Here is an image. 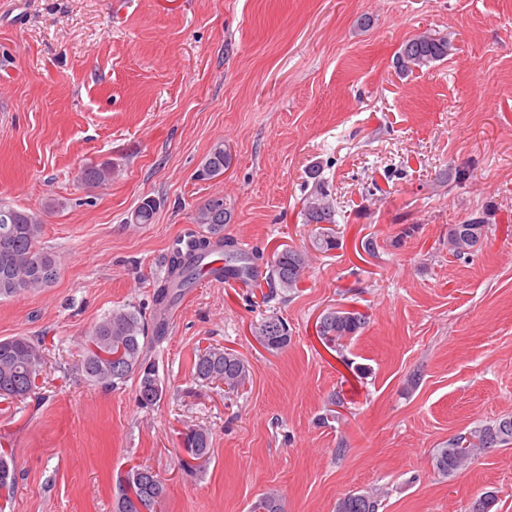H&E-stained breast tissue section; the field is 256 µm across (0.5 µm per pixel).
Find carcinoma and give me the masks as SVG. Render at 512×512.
I'll use <instances>...</instances> for the list:
<instances>
[{"label": "carcinoma", "mask_w": 512, "mask_h": 512, "mask_svg": "<svg viewBox=\"0 0 512 512\" xmlns=\"http://www.w3.org/2000/svg\"><path fill=\"white\" fill-rule=\"evenodd\" d=\"M452 44L445 36L424 32L408 40L396 57V69L402 75L429 68L448 57ZM231 156L224 143H216L196 172L199 181L210 180L229 167ZM109 162L83 167L78 178L87 187H98L112 180ZM323 169L312 165L306 170L305 193L301 217L305 224L323 225L312 241V248L326 253L339 247L332 224L336 223V203L322 177ZM157 210V201L147 197L135 209L132 222L149 224ZM494 206L485 204L460 224L448 225V251L468 259L478 252L487 237ZM232 211L221 196L211 197L193 213V223L207 234H189L184 248L174 249L167 260L168 273L154 292V305L164 312L178 298V292L191 288L204 275L216 281H247L254 277L260 253L245 249L224 237V225L231 223ZM42 222L35 212L0 204V298H11L21 292H34L50 286L59 274L57 256L39 245ZM311 255L306 249L286 247L274 253L269 265L271 293L298 287ZM367 318L352 309H336L325 313L318 323V335L329 343L356 335L365 328ZM165 323L148 321L136 308H119L104 316L92 329L89 345L78 364L87 381L114 387L135 375L139 379L138 399L151 406L160 401L164 388L153 365L144 356L148 335L164 334ZM252 334L264 348L278 351L291 340L288 323L276 313L263 317ZM101 352L120 354V359L107 361ZM44 355L39 341L27 336L0 339V397L26 398L35 388V379L43 368ZM195 378L224 385L229 393L237 392L250 382L246 361L221 348H208L194 362ZM512 443V415L496 419L475 430L470 436L448 441L438 449L434 466L439 473L450 475L463 468L482 450ZM182 447L198 460L210 453L208 431L199 428L183 434ZM16 478L6 457L0 455V500H12ZM164 480L146 468H132L119 480V494L113 512H156L165 495ZM381 494L376 491L348 493L338 498L335 512H378ZM254 512H284L281 495L271 489L255 505Z\"/></svg>", "instance_id": "carcinoma-1"}]
</instances>
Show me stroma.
<instances>
[{
    "label": "stroma",
    "mask_w": 512,
    "mask_h": 512,
    "mask_svg": "<svg viewBox=\"0 0 512 512\" xmlns=\"http://www.w3.org/2000/svg\"><path fill=\"white\" fill-rule=\"evenodd\" d=\"M425 31L451 55L400 75L395 55ZM219 142L230 166L195 180ZM105 161L109 184L78 182ZM314 164L339 247L313 252L297 289H184L147 347L165 388L153 407L136 378H83L93 326L117 308L152 316L169 247L209 197L232 211L225 236L264 259L310 249ZM452 166L470 179L446 180ZM146 197L161 205L133 223ZM0 203L39 213L60 261L48 288L0 299V338L44 352L34 392L0 399L5 512H112L134 467L164 479L157 512H251L272 488L285 512L375 490L381 512H470L488 493L512 512V443L449 476L433 466L449 439L512 415V0H0ZM486 203L481 251L456 258L449 225ZM334 307L368 318L336 346L317 334ZM273 312L291 332L277 352L251 333ZM210 347L247 361L244 389L195 379ZM198 427L210 456L188 469L179 435ZM319 165L310 166L305 174V193L302 197L301 217L306 224H337L336 203L322 177Z\"/></svg>",
    "instance_id": "stroma-1"
}]
</instances>
